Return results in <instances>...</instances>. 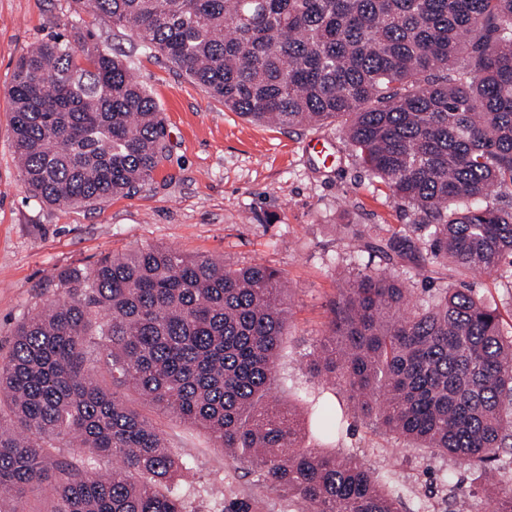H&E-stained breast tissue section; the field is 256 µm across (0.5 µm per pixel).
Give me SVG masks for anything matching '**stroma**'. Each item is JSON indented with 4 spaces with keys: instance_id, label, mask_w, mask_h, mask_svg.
<instances>
[{
    "instance_id": "obj_1",
    "label": "stroma",
    "mask_w": 512,
    "mask_h": 512,
    "mask_svg": "<svg viewBox=\"0 0 512 512\" xmlns=\"http://www.w3.org/2000/svg\"><path fill=\"white\" fill-rule=\"evenodd\" d=\"M75 19L128 55L134 76L161 109L170 145L168 161L149 185L97 210L31 197L9 133L8 91L18 58L31 43L64 31ZM315 135L328 138L333 166L304 155L303 141ZM413 219L367 175L338 125L278 128L248 121L163 60L134 49L81 0H0V356L9 350L16 323L55 298L52 278L67 266H89L103 255L150 245L233 266L261 262L281 271L290 290L275 393L300 420L302 445L316 448V415H335L350 401L343 386L312 377L306 355L327 330L332 304L348 278L385 272L411 288L417 304L449 285L442 269L432 287H425L407 266L359 250L340 227H373L387 236ZM461 285L498 307L504 332H512V284L506 278L476 274ZM157 422L192 469L193 479L180 494L193 512H221L213 486L250 484L206 431L162 415ZM331 449L359 457L399 496L404 512H449L455 501L465 512H489L478 474L370 427L361 417H350Z\"/></svg>"
}]
</instances>
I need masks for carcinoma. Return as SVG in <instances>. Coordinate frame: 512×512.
Here are the masks:
<instances>
[{"instance_id":"carcinoma-1","label":"carcinoma","mask_w":512,"mask_h":512,"mask_svg":"<svg viewBox=\"0 0 512 512\" xmlns=\"http://www.w3.org/2000/svg\"><path fill=\"white\" fill-rule=\"evenodd\" d=\"M224 107L293 128L336 122L414 224L351 238L417 273L512 267V0H83ZM25 189L97 206L148 184L168 158L164 121L128 59L86 26L23 53L9 90ZM57 297L18 321L0 358V502L43 484L44 512H189L160 411L210 432L260 491L216 487L222 512H402L356 457L304 448L269 397L286 324L280 271L159 246L54 276ZM380 271L341 289L312 375L341 383L368 424L449 455L512 512V336L467 288L426 304ZM106 367L101 374L100 366ZM138 395L133 404L124 392ZM79 448L67 457L62 448ZM111 461L103 472L100 461Z\"/></svg>"}]
</instances>
